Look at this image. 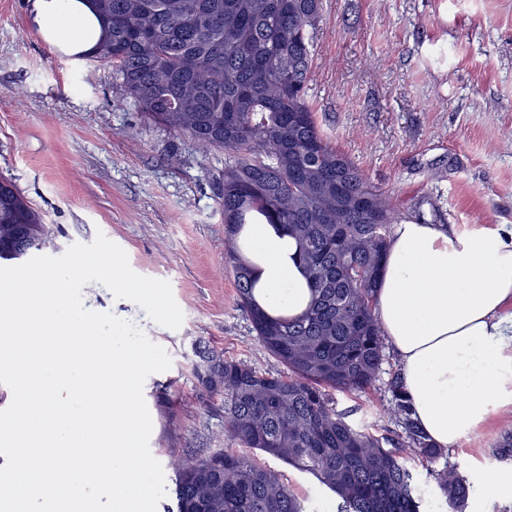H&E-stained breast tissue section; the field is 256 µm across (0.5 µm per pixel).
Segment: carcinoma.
<instances>
[{"label": "carcinoma", "mask_w": 512, "mask_h": 512, "mask_svg": "<svg viewBox=\"0 0 512 512\" xmlns=\"http://www.w3.org/2000/svg\"><path fill=\"white\" fill-rule=\"evenodd\" d=\"M103 33L84 57L112 65L144 118L205 151L224 153L216 186L238 301L260 345L288 368L263 373L199 339L192 370L219 396L229 447L175 462L177 512H305L258 450L312 475L336 512H421L403 456L443 455L412 420L401 382L390 416L407 441L390 444L347 421L328 390L365 391L385 360L374 314L390 225L398 218L321 131L307 85L322 0H91ZM246 224L296 240L312 292L296 318L254 300L256 266L241 255ZM58 228L0 178V262L55 245ZM432 476L465 508L470 483L443 466Z\"/></svg>", "instance_id": "obj_1"}]
</instances>
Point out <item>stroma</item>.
Instances as JSON below:
<instances>
[{"label":"stroma","mask_w":512,"mask_h":512,"mask_svg":"<svg viewBox=\"0 0 512 512\" xmlns=\"http://www.w3.org/2000/svg\"><path fill=\"white\" fill-rule=\"evenodd\" d=\"M313 53L308 95L319 126L404 220L417 219L419 198L436 197L448 225H512V0H322ZM223 167V154L147 123L124 99L111 66L50 48L32 0H0V176L58 225L46 255L104 234L135 273L169 282L183 313L181 326L170 329L100 283L82 289L85 308L135 324L171 360L143 385L149 449L167 490L156 512L175 508L174 458L226 445L221 402L197 399L193 342L287 373L260 346L238 303L213 190ZM398 374L387 354L370 389L334 391L333 405L371 435L402 439L382 412ZM510 432L512 406L500 407L482 431L444 449L449 467L473 488L464 512H512V460L493 456ZM264 463L306 512H334V495L311 475L272 457ZM405 464L422 512H450L433 462L410 455Z\"/></svg>","instance_id":"1"}]
</instances>
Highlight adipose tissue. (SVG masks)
Masks as SVG:
<instances>
[{"label": "adipose tissue", "instance_id": "adipose-tissue-1", "mask_svg": "<svg viewBox=\"0 0 512 512\" xmlns=\"http://www.w3.org/2000/svg\"><path fill=\"white\" fill-rule=\"evenodd\" d=\"M54 49L74 56L102 34L91 0H33ZM240 245L258 268L254 298L270 316H300L311 290L294 241L267 224L244 225ZM414 419L442 448L481 430L512 405V228L394 225L375 295Z\"/></svg>", "mask_w": 512, "mask_h": 512}]
</instances>
